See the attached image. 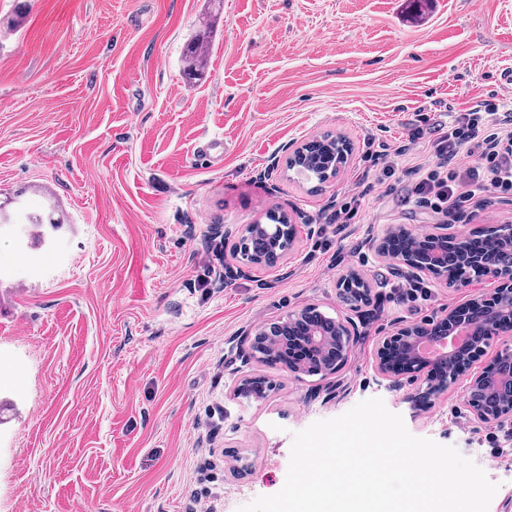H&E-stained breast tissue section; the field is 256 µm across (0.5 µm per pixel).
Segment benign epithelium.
<instances>
[{
    "mask_svg": "<svg viewBox=\"0 0 512 512\" xmlns=\"http://www.w3.org/2000/svg\"><path fill=\"white\" fill-rule=\"evenodd\" d=\"M285 224H246L242 228L244 243H249L256 230L266 235L288 233L296 238L298 225L291 223L287 214H282ZM434 247L425 259L420 260L408 255L396 256L398 271L408 276H419L422 273L433 278L447 281L448 257L447 240L448 225H441L429 233ZM282 258V253L268 251L259 257V261L241 257V264L249 268L254 264L275 266ZM454 288H469L475 284L491 283L493 288L476 294L465 302L467 306L480 304L484 307V320L487 323L486 337L498 336L512 332V267L506 266L496 258L463 255V267L454 279L450 280ZM461 307L448 311L439 318L424 323L398 327L390 335L380 341L375 355L376 371L386 379H397L403 375L413 379H422L427 383L438 382L445 387L448 382L466 378L463 403L474 419L482 424L501 423L512 420V349L504 347L495 352L479 372L469 374L472 365L486 354L489 342L476 346L466 344L441 356L442 363L452 368L446 379L435 380V373L428 366L427 358L419 352V346L426 340L437 338L436 328L445 327L450 331L458 326L457 319ZM308 309L298 312L276 323L265 326L249 338L251 352H256L257 342L262 339L279 337V344L285 343L280 336L284 329H290L288 336L302 344L310 352L327 354L325 361L330 371L335 372L347 361L353 344V333L342 329L336 323L308 322Z\"/></svg>",
    "mask_w": 512,
    "mask_h": 512,
    "instance_id": "1",
    "label": "benign epithelium"
}]
</instances>
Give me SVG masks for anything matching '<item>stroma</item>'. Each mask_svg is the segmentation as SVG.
I'll return each mask as SVG.
<instances>
[{
  "instance_id": "obj_1",
  "label": "stroma",
  "mask_w": 512,
  "mask_h": 512,
  "mask_svg": "<svg viewBox=\"0 0 512 512\" xmlns=\"http://www.w3.org/2000/svg\"><path fill=\"white\" fill-rule=\"evenodd\" d=\"M475 99L512 102V0H0V512H190L194 488L238 512L283 487L295 433L375 397L498 484L489 512H512V423L475 422L460 380L418 408L423 381L374 367L383 336L473 295L405 278L377 246L446 224L409 201L412 169L435 161L430 124ZM326 134L353 147L335 177L286 168ZM360 178L358 215L329 223ZM52 204L63 227L20 237L23 211ZM271 210L297 238L238 276L240 231ZM500 224L512 202L486 194L447 226ZM351 271L370 303L341 298ZM309 305L357 330L342 369L249 357L245 331ZM209 51L205 35L198 36L195 41L190 42L183 56L185 71L189 76H199L204 73L208 63Z\"/></svg>"
}]
</instances>
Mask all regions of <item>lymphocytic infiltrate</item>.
<instances>
[{
    "mask_svg": "<svg viewBox=\"0 0 512 512\" xmlns=\"http://www.w3.org/2000/svg\"><path fill=\"white\" fill-rule=\"evenodd\" d=\"M437 162L419 169L413 194L434 213L455 220L474 198L487 192L512 196V109L473 102L440 131Z\"/></svg>",
    "mask_w": 512,
    "mask_h": 512,
    "instance_id": "1",
    "label": "lymphocytic infiltrate"
}]
</instances>
